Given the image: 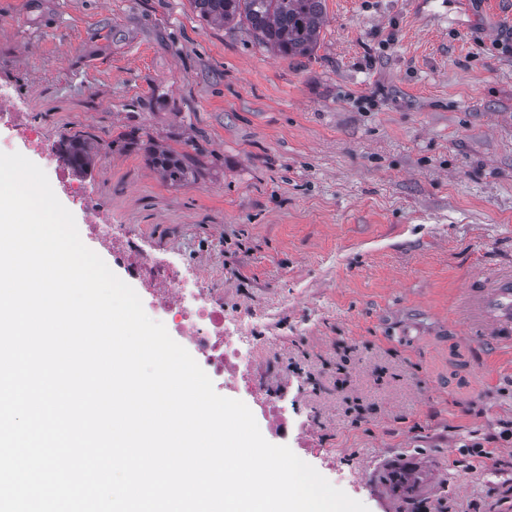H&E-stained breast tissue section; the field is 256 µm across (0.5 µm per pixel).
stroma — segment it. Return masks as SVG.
Listing matches in <instances>:
<instances>
[{
  "instance_id": "stroma-1",
  "label": "stroma",
  "mask_w": 512,
  "mask_h": 512,
  "mask_svg": "<svg viewBox=\"0 0 512 512\" xmlns=\"http://www.w3.org/2000/svg\"><path fill=\"white\" fill-rule=\"evenodd\" d=\"M325 12L288 58L191 0H0V84L48 138L88 142L113 227L257 313L255 371L329 482L390 512L368 462L437 455L447 512H512V349L479 345L464 302L512 276V0ZM149 144L192 180H163Z\"/></svg>"
}]
</instances>
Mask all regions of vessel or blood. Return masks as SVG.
<instances>
[{"instance_id": "obj_1", "label": "vessel or blood", "mask_w": 512, "mask_h": 512, "mask_svg": "<svg viewBox=\"0 0 512 512\" xmlns=\"http://www.w3.org/2000/svg\"><path fill=\"white\" fill-rule=\"evenodd\" d=\"M466 299L487 343L512 347V278L471 290ZM365 477L387 502L398 504L431 499L447 473L437 457L393 453L375 459Z\"/></svg>"}]
</instances>
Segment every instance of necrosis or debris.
I'll use <instances>...</instances> for the list:
<instances>
[{
    "mask_svg": "<svg viewBox=\"0 0 512 512\" xmlns=\"http://www.w3.org/2000/svg\"><path fill=\"white\" fill-rule=\"evenodd\" d=\"M12 100V92L0 91V126H10L25 148L41 156L53 185L61 187L79 206L84 216L83 233L100 241L112 264L143 287L149 296L146 314L188 346L212 381L257 397L260 416L273 438L298 441L300 428L290 416L287 400L267 390L254 374L260 336L250 311L225 313L219 294L207 287L200 274L185 275L175 263L149 254L136 234L113 233L99 198L87 190L60 140L46 141L41 128L25 121Z\"/></svg>",
    "mask_w": 512,
    "mask_h": 512,
    "instance_id": "obj_1",
    "label": "necrosis or debris"
}]
</instances>
